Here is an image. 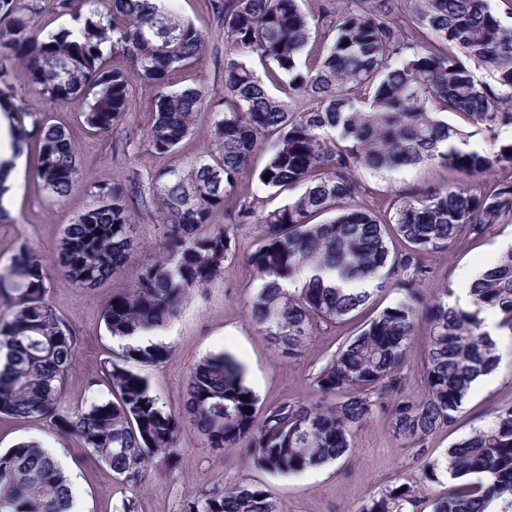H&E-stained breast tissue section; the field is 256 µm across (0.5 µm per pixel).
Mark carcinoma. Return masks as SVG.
Listing matches in <instances>:
<instances>
[{
	"instance_id": "obj_1",
	"label": "carcinoma",
	"mask_w": 512,
	"mask_h": 512,
	"mask_svg": "<svg viewBox=\"0 0 512 512\" xmlns=\"http://www.w3.org/2000/svg\"><path fill=\"white\" fill-rule=\"evenodd\" d=\"M68 27L43 40L30 18L43 0H0V111L16 129L18 151L35 148L34 176L64 199L79 172L65 128L29 111L15 91L22 79L51 104L75 103L82 126L108 134L131 112L136 82L156 89L145 133L149 150L167 155L190 135L197 114L213 112L215 157L187 172L165 168L148 182L133 170L123 182L96 186L93 201L67 225L47 259L23 244L0 271V415L45 418L95 456L122 486H137L159 465L179 463L178 433L191 422L208 447L243 448L270 473L290 475L346 456L352 436L385 402L394 432L421 443L457 422L479 376L500 361L481 313L493 309L512 336V249L471 289L467 308L448 306V293L429 300L419 289L426 257L464 232L480 236L512 224V181L479 194L434 188L389 196L377 209L363 201L362 171L390 172L434 162L460 180L495 169L512 173V142L479 144L481 130L512 128V25L490 0H323L308 14L298 0H211L223 16L224 99L214 102L183 85L187 67L207 56L193 24L151 0H49ZM246 51L267 66L284 97L270 95ZM306 62L300 63L301 55ZM461 122L452 126L442 115ZM264 157L262 165L255 159ZM269 179H264V175ZM288 203L261 209L249 183ZM235 200L233 217L213 213ZM154 212L162 247L137 264L130 287L112 295L102 320L121 341L100 364L112 398L72 412L60 410L64 380L80 339L45 299L47 265L73 287L93 290L122 273L141 247L133 210ZM258 224L263 234L248 260L260 287L249 303L252 324L290 355L312 336L315 322L346 321L375 289L397 279L405 300L355 329L314 377L315 397L284 401L257 416L258 399L230 354H211L191 369L178 410H167L146 370L171 347L143 335L180 315L184 299L228 272L234 226ZM102 233H96V230ZM429 326L421 403L400 397L399 367ZM248 399L243 400L241 396ZM459 483L434 512H512V408L473 428L447 453ZM412 487L389 486L361 512H405ZM73 490L57 459L23 441L0 452V512H71ZM182 512H278L267 491L251 485L211 488Z\"/></svg>"
}]
</instances>
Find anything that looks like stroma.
Masks as SVG:
<instances>
[{
    "instance_id": "1",
    "label": "stroma",
    "mask_w": 512,
    "mask_h": 512,
    "mask_svg": "<svg viewBox=\"0 0 512 512\" xmlns=\"http://www.w3.org/2000/svg\"><path fill=\"white\" fill-rule=\"evenodd\" d=\"M162 5L179 18L203 31L209 42L205 61L188 69L185 82L204 88L209 98L224 94V25L209 0H162ZM17 93L35 112L49 113L53 122L67 128L81 156V167L71 194L62 200L49 197L33 176V157L25 155L17 177V190L8 210L12 220L0 223V268L8 264L14 250L23 243L52 256L67 224L73 223L91 203L97 185L123 179L130 170L148 175L162 167L189 168L196 161L215 156L212 138L213 115L199 113L194 131L178 152L157 155L147 149L143 134L151 120L153 86H135V120L117 126L112 134H86L77 120L74 105H50L34 88L20 83ZM367 189L365 200L377 206L388 192L412 195L432 187H452L456 178L440 166L384 174L362 173ZM235 266L209 288L193 292L185 300L178 320L164 331L171 347L167 361L149 369L148 376L161 403L177 408L185 380L203 357L224 352L244 368L245 383L256 394L259 409L284 401L307 400L313 395L316 370L335 352L351 331L375 313L401 301V289L389 287L375 292L368 307L349 321L317 325L307 345L298 353H281L252 325L248 303L259 282L248 256L261 235L256 224H240L235 230ZM512 238V224H500L481 237L462 235L447 250L427 258L430 274L421 288L436 296L439 287L458 288L460 271L488 255H501L505 241ZM133 270L106 281L90 291L73 288L55 270L47 272L46 297L79 336L80 350L65 384L64 408L72 410L106 398L107 390L92 385L100 362L111 357L115 348L101 322L103 309L113 293L129 287ZM424 338H417L400 370L402 397L424 401L427 389L423 379ZM501 359L493 380L472 389L461 408L459 429H442L415 445L395 436L388 411L379 408L356 431L353 448L345 457L315 470L296 475L270 474L249 465L226 461L223 452L204 447L190 423H183L178 436L183 461L178 468H158L137 489L118 486L104 464L96 461L74 441L60 436L48 420L14 419L0 415V452L22 441H36L56 450L58 459L74 487L77 512H119L127 496H134L138 512H181L183 503L202 491L238 483L268 491L278 512H361L369 498L387 486L407 483L415 486L419 501L416 512H433L451 482L446 469L436 478L425 476L426 463L444 461L450 446L473 426L487 421L497 410L512 407V336L498 341Z\"/></svg>"
}]
</instances>
